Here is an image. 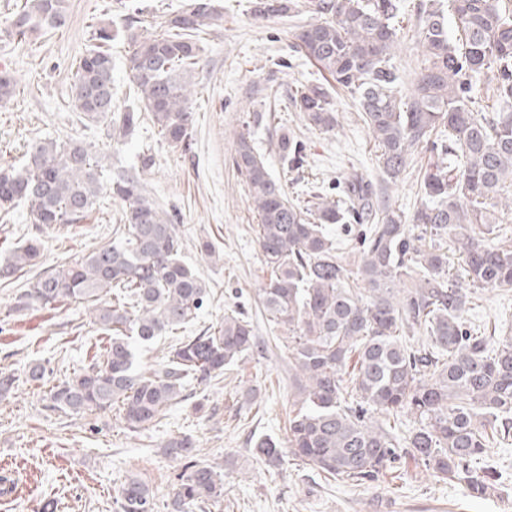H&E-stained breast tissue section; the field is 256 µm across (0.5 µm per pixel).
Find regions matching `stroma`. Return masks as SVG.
<instances>
[{
  "label": "stroma",
  "mask_w": 512,
  "mask_h": 512,
  "mask_svg": "<svg viewBox=\"0 0 512 512\" xmlns=\"http://www.w3.org/2000/svg\"><path fill=\"white\" fill-rule=\"evenodd\" d=\"M188 2L66 0L65 26L38 31L21 45L0 36V72L16 81L13 97L0 101V164H22L37 140L79 141L96 151L107 172L136 174L151 202L177 214L181 257L206 282L210 299L178 333L139 348L143 371L163 369L178 338L216 327L231 308L248 314L268 348L245 356L208 384L189 382L183 401L140 432L127 430L114 410L78 416L48 411L47 386L35 388L23 381L29 364L45 363L50 384L57 383L100 358L110 336L80 304L26 307L18 295L39 268L74 262L111 243L123 204L105 192L79 223L50 228L35 224L23 205L0 214V263L28 239L45 244L38 266L0 279V371L21 379L13 397L0 402V472L20 488L19 493L0 495V512H120L117 490L133 473L149 484L158 504H166L178 465L161 445L178 435L191 437L197 460L218 466L224 479V499L208 512H512L511 444L488 449L486 459L498 480L495 490L481 498L409 458L360 486L325 479L298 460L271 466L253 458L250 448L257 436L286 440L292 391L288 334L262 313L259 290L269 273L254 231L259 217L233 163L238 135L253 116H261V124L251 128L257 150L282 178L289 197L302 205L316 191L338 197L352 175L376 180L380 172L371 136L347 93L331 88L339 125L326 134L308 129L288 102L290 88L324 79L318 66L292 47L295 32L312 20V13L303 9L258 21L252 15L255 0H214L224 22L210 28L202 41L189 146L160 140L148 120L121 144L108 137L106 123L82 119L73 107L74 63L92 47L97 25L122 27L135 21L158 31ZM422 3L400 0L403 40L393 64L404 95L411 92L423 60L412 37ZM289 133L305 147L306 166L300 173L284 171L279 157L277 142ZM430 157L429 150H417L407 172L386 190L389 204L404 215H412L420 203L417 177ZM205 241L214 244L218 258L201 252ZM465 324L487 333L512 325V290L479 289ZM246 384L256 388L258 399L242 406L234 396Z\"/></svg>",
  "instance_id": "35a3bbf8"
}]
</instances>
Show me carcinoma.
Masks as SVG:
<instances>
[{
	"mask_svg": "<svg viewBox=\"0 0 512 512\" xmlns=\"http://www.w3.org/2000/svg\"><path fill=\"white\" fill-rule=\"evenodd\" d=\"M425 0L414 37L424 63L409 96L395 92L392 63L399 42V0H309L313 21L295 33V47L316 62L357 104L377 148L385 177L396 181L426 144L438 151L420 181L421 201L409 217L384 204L383 188L353 176L337 200L316 192L301 206L288 199L254 145L237 140L234 163L248 186L270 277L259 289L268 322L288 331L289 384L296 390L288 436L281 445L261 438L253 453L271 466L284 456L351 484L374 480L410 457L438 477L486 495L495 472L486 449L512 441V333L475 336L464 326L474 289L512 290V245L491 244L499 208L512 210V9L504 0ZM296 0H259L264 19L298 11ZM222 19L212 0H191L161 33L126 34L132 106L112 94V56L103 44L119 36L107 23L98 44L76 62L74 107L104 120L122 141L150 119L158 135L178 147L191 137V86L201 61L200 34ZM66 22L65 0H25L4 32L17 43L29 33ZM494 76L496 108L475 109L472 79ZM289 102L306 125L336 129L330 94L320 83L295 87ZM281 161L299 170L303 143L283 135ZM124 204L118 240L74 263L43 271L19 296L23 305L71 301L89 307L112 332L103 358L54 385L53 411L80 415L118 406L126 428L138 432L182 398L188 380L206 384L258 345L244 312L224 314L211 333L189 336L160 372L135 366L133 343L178 330L208 300L205 282L179 258L174 216L147 200L140 179L126 172L105 183L96 153L80 142L32 143L20 167H0V210L23 203L34 223L74 224L104 190ZM361 226L357 271L328 237V224ZM458 247L468 287L451 272L448 245ZM37 238L13 250L0 276L7 279L40 260ZM424 333L414 345L410 335ZM18 387L0 373V401ZM384 415L382 422L374 415ZM416 427L405 433L401 416ZM181 464L171 512H205L224 500L216 467L195 459L189 437L163 443ZM121 512H157L154 492L136 476L117 491Z\"/></svg>",
	"mask_w": 512,
	"mask_h": 512,
	"instance_id": "cac0c4a2",
	"label": "carcinoma"
}]
</instances>
